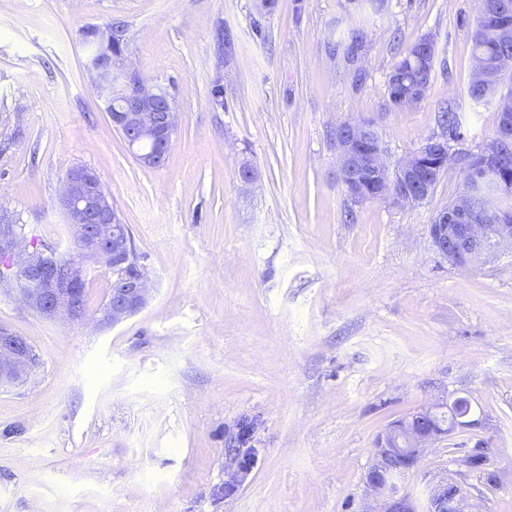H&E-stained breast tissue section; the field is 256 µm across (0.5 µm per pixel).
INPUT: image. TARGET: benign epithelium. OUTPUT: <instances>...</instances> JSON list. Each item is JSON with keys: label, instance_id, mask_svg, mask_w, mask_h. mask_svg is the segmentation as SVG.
<instances>
[{"label": "benign epithelium", "instance_id": "obj_1", "mask_svg": "<svg viewBox=\"0 0 512 512\" xmlns=\"http://www.w3.org/2000/svg\"><path fill=\"white\" fill-rule=\"evenodd\" d=\"M493 35L506 52L497 60L495 70L477 60L476 80L481 82L492 81L497 74L512 68V54L507 52L512 46V26H498ZM105 69L122 75L129 87L119 104L108 108L112 126L123 135L129 151L141 164H163L177 127L174 98L148 85L127 56L115 61L110 57L99 58L89 68L95 82H100L99 74ZM145 142L152 145L148 152L141 149ZM450 142L452 139L446 133L432 136L392 171L385 163L382 145L371 123L338 126L333 147L345 190L359 195L360 176L369 174L375 180L377 197L415 205L433 193L446 171ZM510 145L512 103L508 101L499 113L496 136L470 153L472 163L464 169L463 190L454 200L452 211H439L429 225L435 250L454 266L486 262L502 247L512 246V216L495 211V223L487 224L473 207L476 196L491 201L512 190V184L500 174L504 149ZM61 204L73 243V255L66 260L50 248L28 249L14 214L0 210V283L15 286L25 305L45 318L80 321L85 316L80 301L85 263L93 261L112 272V299L103 307L100 321L115 325L140 311L147 301V279L134 253L128 226L117 223L112 200L97 173L86 167L70 170ZM36 365L32 346L0 325V386L20 381ZM449 407L451 404L442 399L403 422L392 423L378 437L373 461L364 477L367 493L376 506L363 512H472L465 491L451 478L440 480L423 501L400 487V478L418 466L443 430L451 433L482 426L480 419L441 426L436 416ZM493 461L492 449L480 445L459 463L493 478Z\"/></svg>", "mask_w": 512, "mask_h": 512}]
</instances>
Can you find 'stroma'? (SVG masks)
<instances>
[{
    "instance_id": "35a3bbf8",
    "label": "stroma",
    "mask_w": 512,
    "mask_h": 512,
    "mask_svg": "<svg viewBox=\"0 0 512 512\" xmlns=\"http://www.w3.org/2000/svg\"><path fill=\"white\" fill-rule=\"evenodd\" d=\"M477 20L475 0H0V209L70 256L63 180L92 168L149 286L109 326L95 264L78 322L0 285V325L38 358L0 388V512H363L377 436L459 396L481 428L439 438L403 488L422 499L449 476L477 512H512V249L460 268L429 237L462 189L456 156L498 128L469 94ZM108 23L175 99L159 167L133 157L87 72L82 32ZM426 36V94L395 110L388 77ZM446 112L461 137L428 199L350 200L336 126L374 122L393 166ZM481 440L493 485L456 464Z\"/></svg>"
}]
</instances>
